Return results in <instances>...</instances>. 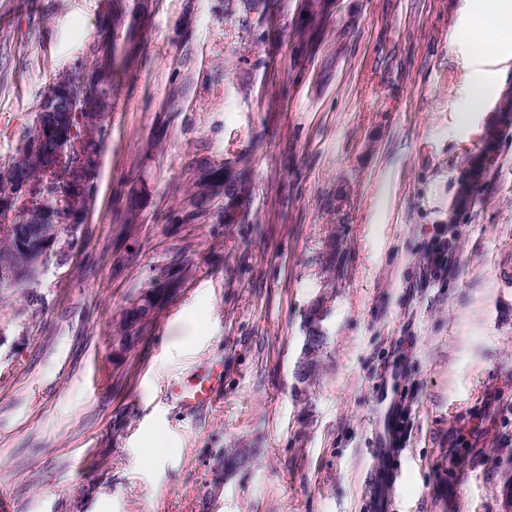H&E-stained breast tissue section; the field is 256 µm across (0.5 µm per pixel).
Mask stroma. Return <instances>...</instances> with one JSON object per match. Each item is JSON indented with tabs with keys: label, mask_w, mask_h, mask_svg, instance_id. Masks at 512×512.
<instances>
[{
	"label": "stroma",
	"mask_w": 512,
	"mask_h": 512,
	"mask_svg": "<svg viewBox=\"0 0 512 512\" xmlns=\"http://www.w3.org/2000/svg\"><path fill=\"white\" fill-rule=\"evenodd\" d=\"M113 1L0 0V167L50 86L90 69ZM117 1L110 135L80 246L0 288V502L512 512V37L476 53V0H323L314 45L294 34L299 0H265V19L245 0ZM477 83L490 92L474 110ZM491 124L484 185L461 197ZM243 167L244 196L193 207L206 169ZM179 258L182 288L122 350V311ZM321 297L308 385L297 369ZM207 363L223 389L186 416L164 390ZM231 448L257 454L226 474ZM323 306V302H317L311 309H310V312L308 314V322H309V336H308V341H309V345L311 347V351L310 353L312 354V358H311V361H310V369L308 371V373L306 374H303V377L301 378V381L303 383L307 382V381H312L314 379H316V376H317V360H316V354L314 353L316 350H319V351H322L323 347H324V338L325 336H323L322 334L320 333H317L314 331L313 329V324L314 322L310 321V314L313 312V310H315L316 308L318 307H321ZM316 336H321V338L318 340L316 338ZM313 349V350H312Z\"/></svg>",
	"instance_id": "1"
}]
</instances>
